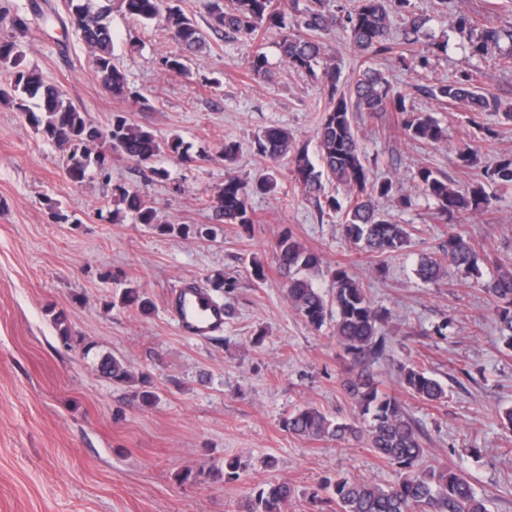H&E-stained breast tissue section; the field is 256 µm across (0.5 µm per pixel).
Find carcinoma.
<instances>
[{"mask_svg": "<svg viewBox=\"0 0 512 512\" xmlns=\"http://www.w3.org/2000/svg\"><path fill=\"white\" fill-rule=\"evenodd\" d=\"M69 26L89 49L93 70L102 86L112 96L140 101L131 90L125 75L112 63L114 38L111 15L117 7L128 17L150 23L163 21L165 30L185 53L170 54L162 59L168 72L187 71L189 53L206 44V34L178 4V0H62ZM394 10L401 15L405 34L416 37L428 18L416 13L411 0H394ZM209 27L226 37L257 41L269 30L279 34L277 47L289 67L321 81L327 94V106L316 129L318 163L308 151L299 148L289 132L270 126L254 139L253 150L270 164L286 160L306 201L319 217L339 218L344 237L371 257L397 253L406 246L413 226L398 224L380 208L379 200L393 197L402 209L413 206L412 195L391 180L371 177L366 155L354 125V116L368 112L379 116L396 115L404 137L410 141L437 144L446 130L430 112H415L406 105V96L391 87L381 72L366 67L358 71L345 87L339 86L336 69L327 63L322 33L340 28L353 47L365 56H383L406 63L401 46L390 39V11L385 0H357L354 6L339 3L330 9L324 0H308L306 8L290 15L277 0H209ZM456 27L463 38V48L477 57H485L500 47L504 37L512 42V30L475 32L469 19L457 18ZM248 75L254 81L272 78L273 71L262 46H257L248 62ZM0 71L8 73L13 95L0 89V99L11 97L20 117L43 141L65 149L66 174L73 183H82L96 171L109 178L110 156L118 154L138 165L150 168L160 179L168 172L156 166L166 156L192 162L190 146L179 135L158 138L144 126L132 123L124 112H114L109 122L97 126L76 111L63 98L61 89L43 81L36 72L22 66V51L11 40H0ZM437 101L460 102L471 114L470 124L484 129L481 119L497 116L512 121V101L503 100L477 85L471 74L432 86ZM38 100L32 110L29 99ZM334 181L345 191L339 197L326 194L323 180ZM413 188L433 206L435 219L447 226L446 237L437 252L418 259L415 274L424 283H436L443 277V263L464 275L461 282L469 287L467 277L477 270L484 247L472 239L457 218L479 214L488 224L494 223V202L500 189L512 188V157L499 159L480 177L461 186L439 176L427 166L418 168ZM277 179L270 171L245 183L226 172L224 184L205 201L212 218L225 224H237L248 232L258 223L249 199L252 195L276 193ZM118 208L113 217L132 215L135 223L152 226L161 232L186 238L201 233L187 224H161L150 197L138 190L117 185L113 189ZM279 272L287 279V296L292 308L312 327L333 324V335L347 358L341 387L357 409L351 418H333L314 406L297 407L281 420L284 431L308 440L344 443L363 439L383 462L397 468L400 478L388 485L337 477L320 486L322 501L330 512H487L467 474L461 469H425L422 461L426 448L417 421L395 397L380 389L372 367L388 356L390 340L381 328L388 312L373 304L366 289L345 265L327 268L332 294L316 288L309 274L319 270L321 256L306 248L290 232L273 242ZM495 273L482 284L489 297L499 336L512 349V266L493 261ZM119 304L141 314L153 310V302L140 286L127 284L111 308ZM97 370L114 384L134 381L124 360L105 355ZM404 390L424 402L447 398L446 385L414 364L398 367ZM294 496L286 481H271L258 488L249 499L247 512H284Z\"/></svg>", "mask_w": 512, "mask_h": 512, "instance_id": "cac0c4a2", "label": "carcinoma"}]
</instances>
